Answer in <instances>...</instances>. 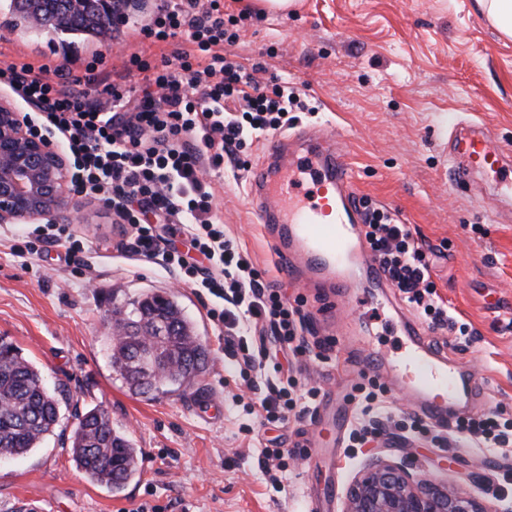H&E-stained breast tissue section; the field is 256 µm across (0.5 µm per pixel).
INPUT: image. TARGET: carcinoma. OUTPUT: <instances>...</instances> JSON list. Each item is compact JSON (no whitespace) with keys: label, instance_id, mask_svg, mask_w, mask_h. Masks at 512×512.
Here are the masks:
<instances>
[{"label":"carcinoma","instance_id":"carcinoma-1","mask_svg":"<svg viewBox=\"0 0 512 512\" xmlns=\"http://www.w3.org/2000/svg\"><path fill=\"white\" fill-rule=\"evenodd\" d=\"M101 0L74 9L60 0H10L12 13L27 19L37 11L48 34L101 35L112 27L114 17H127L126 0ZM128 320L134 328L111 337L112 365L135 393L156 396L184 390L206 368L209 352L194 334L174 296L146 293L127 304ZM159 319L166 334L149 342L139 336V323ZM153 351L157 369L143 371L138 353ZM60 400L46 385L43 375L10 342L0 346V458L30 453L54 433ZM72 457L90 479L114 490L122 489L138 472L139 451L125 433L112 427L108 414L94 407L77 417L71 435Z\"/></svg>","mask_w":512,"mask_h":512}]
</instances>
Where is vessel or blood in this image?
<instances>
[{"mask_svg":"<svg viewBox=\"0 0 512 512\" xmlns=\"http://www.w3.org/2000/svg\"><path fill=\"white\" fill-rule=\"evenodd\" d=\"M449 142L460 178L480 174L503 188L512 184V148L482 127L455 126ZM249 194L288 275L328 289V310L359 291L388 290L385 274L366 247L353 170L334 131L309 127L271 138L250 175ZM400 331L402 350L391 357L366 346L356 323H349L345 334L361 345V369L389 374L419 416L445 425L464 415L460 398L473 394L468 369L428 344L414 319L402 317Z\"/></svg>","mask_w":512,"mask_h":512,"instance_id":"b4317fda","label":"vessel or blood"}]
</instances>
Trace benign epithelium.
<instances>
[{
  "label": "benign epithelium",
  "mask_w": 512,
  "mask_h": 512,
  "mask_svg": "<svg viewBox=\"0 0 512 512\" xmlns=\"http://www.w3.org/2000/svg\"><path fill=\"white\" fill-rule=\"evenodd\" d=\"M78 223L69 161L60 148L27 133L12 101L0 97V224L40 219ZM346 512H494L470 493H450L403 463L376 458L352 483Z\"/></svg>",
  "instance_id": "obj_1"
}]
</instances>
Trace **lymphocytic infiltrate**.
<instances>
[{"instance_id":"f902f5d3","label":"lymphocytic infiltrate","mask_w":512,"mask_h":512,"mask_svg":"<svg viewBox=\"0 0 512 512\" xmlns=\"http://www.w3.org/2000/svg\"><path fill=\"white\" fill-rule=\"evenodd\" d=\"M239 22L225 13L222 0H158L140 34L154 44L182 38L190 48L153 64L131 56L130 66L142 75L135 87H127L126 75L109 79L93 65L78 76L62 66L11 62L0 64V88L38 107L40 121L30 125L31 134L57 142L72 159L74 193L98 195L128 224V252L178 270L213 301L210 314L225 349L239 359L240 376L258 394V416L284 424L299 400L297 379L277 363L265 338L274 336L292 358L306 357L305 318L217 224L214 193L203 174L241 167L247 144L287 128L303 103L288 81L259 80L262 63L246 64L232 54ZM98 87L110 106L92 98ZM360 206L367 247L391 286L431 325L469 336V325L436 291L430 248L370 199ZM178 233L205 265L165 246V237ZM449 435L495 456L512 454V422L494 413L459 417Z\"/></svg>"}]
</instances>
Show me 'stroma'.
I'll use <instances>...</instances> for the list:
<instances>
[{
    "label": "stroma",
    "instance_id": "35a3bbf8",
    "mask_svg": "<svg viewBox=\"0 0 512 512\" xmlns=\"http://www.w3.org/2000/svg\"><path fill=\"white\" fill-rule=\"evenodd\" d=\"M246 12L232 47L239 60L263 61L261 81L297 82L306 110L296 128L327 125L347 139L359 196L408 224L433 251L436 291L475 334L465 340L440 329L426 339L469 367L480 391L477 412L512 420V199L458 179L449 157L457 121L481 125L512 144V39L474 8V0H299L288 13L264 11L255 0H224ZM10 0H0V61L68 65L84 74L94 60L104 72L123 71L131 55L154 62L161 50L139 35V23L112 29V38L54 35L16 26ZM215 215L264 278L299 300L308 339L321 338V300L288 277L259 224L248 194L247 170L213 175ZM84 217L82 264L65 265L58 248L17 257L11 245L22 225L0 224V338L12 342L68 402L59 424L29 455L0 461V512L22 503L32 512H124L143 502L161 512H301L313 500L324 512H345L353 479L376 456L405 460L413 471L455 492H476L491 507L512 492L501 463L459 443L415 439L395 427L410 413L404 394L388 390L393 424L363 447L349 448L330 411H311L288 424L259 426L254 397L224 350L209 305L163 267L130 255L129 238L112 210L75 196ZM148 292L174 295L209 350L204 373L186 390L160 397L133 394L112 366V307ZM344 316L374 321V343L391 350L400 337L388 326L384 298L352 296ZM327 361L303 359L300 383L360 412L357 347L335 338ZM223 406L208 415L197 399ZM102 408L114 427L140 448V471L120 492L92 483L74 464L71 431L79 413ZM279 438L301 447L281 488H272L258 461L260 442Z\"/></svg>",
    "mask_w": 512,
    "mask_h": 512
}]
</instances>
